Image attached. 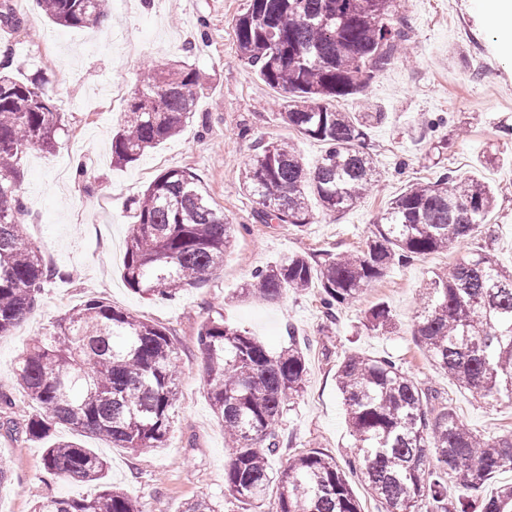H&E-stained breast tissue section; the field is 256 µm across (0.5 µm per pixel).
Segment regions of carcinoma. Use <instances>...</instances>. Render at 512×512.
Returning <instances> with one entry per match:
<instances>
[{
  "label": "carcinoma",
  "mask_w": 512,
  "mask_h": 512,
  "mask_svg": "<svg viewBox=\"0 0 512 512\" xmlns=\"http://www.w3.org/2000/svg\"><path fill=\"white\" fill-rule=\"evenodd\" d=\"M45 16L64 27H100L106 0H41ZM238 59L285 93L288 126L326 145L307 166L283 141L266 142L244 171L243 187L260 205L262 221L302 227L314 223L310 197L322 212L349 209L373 193L379 171L366 151L367 130L384 113L363 104L342 112L339 98L367 89L407 53L397 0H251L234 24ZM199 72L178 64L153 72L130 96L112 137V162L130 165L178 136L196 111ZM62 116L41 77L0 75V338L35 307L56 269L29 242L17 195L20 161L38 145L52 150ZM495 192L477 178L443 174L408 187L375 219L364 249L313 265L300 254L261 269L245 293L278 300L284 290L318 281L326 316L355 302L397 262L449 251L486 225ZM235 228L211 204L200 180L181 169L158 174L135 199L124 278L149 299L168 300L224 265ZM390 333L385 303L362 322ZM414 336L437 369L481 398L512 397V268L485 247L471 250L448 273H434L420 297ZM197 346L207 371L212 409L235 455L224 485L240 505L263 512H361L337 461L311 450L274 473L277 426L306 373L294 337L277 353L249 331L204 321ZM181 355L166 330L91 299L68 311L53 331L32 339L14 365L15 385L37 404L28 419L32 440L66 424L133 452L163 448L178 399ZM349 424L350 467L381 504V512H512V486L471 497L495 472L512 470V431L485 436L470 429L449 401L422 388L390 357L351 353L336 372ZM43 471L69 481L96 482L93 497L47 494L34 512H142L127 492L106 482L107 462L92 449L63 440L45 448ZM277 496L266 505L270 484ZM461 492L448 499V486Z\"/></svg>",
  "instance_id": "cac0c4a2"
}]
</instances>
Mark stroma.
I'll return each instance as SVG.
<instances>
[{
    "mask_svg": "<svg viewBox=\"0 0 512 512\" xmlns=\"http://www.w3.org/2000/svg\"><path fill=\"white\" fill-rule=\"evenodd\" d=\"M113 11V26L128 29L131 43L123 58L107 46V30L61 27L47 20L38 0H0L24 22L0 25V60L12 73H41L59 108L65 131L58 147L27 150L18 193L24 203L26 233L45 261L60 270L48 282L36 307L10 336L0 339V388L13 404L0 410V458L11 478L0 489V512H33L46 493L62 497L93 494L86 483L44 476V442L27 440L24 424L37 406L16 388L12 363L31 339L52 329L71 307L98 298L113 308L155 323L169 333L181 352L179 398L165 447L134 452L91 434L59 425L51 440L72 439L110 463L108 480L137 497L144 512H181L201 494L239 512L224 487L231 444L207 394L197 331L220 314L246 328L274 352L296 335L304 353V388L278 426L280 448L272 468L312 449L344 461L348 424L336 371L344 356L360 352L401 361L423 387L452 401L469 428L484 435L512 429V399L481 398L461 389L435 369L415 339L419 295L433 273L452 268L458 256L488 247L494 260L512 267V55H504L497 33L476 0H402L399 13L417 48L414 64L399 61L367 91L336 105L357 112L370 101L385 119L368 131L381 180L374 194L343 212L318 214L315 223L295 228L266 224L255 199L243 188L241 173L259 143L293 140L308 163L323 153L322 142L288 127L273 107L276 90L237 57L236 18L250 0H129ZM178 61L200 73L196 112L179 136L164 141L137 162H112V134L121 125L125 101L148 76L149 68ZM427 126L417 127L418 118ZM492 163H485L487 153ZM168 168L194 174L237 238L222 269L174 300H149L135 293L123 276L126 240L137 197ZM475 177L495 190L496 205L487 224L454 251L435 252L395 265L366 287L351 305L327 318L320 288L286 290L274 302L245 296L256 270L293 254L314 263L364 248L378 211L417 183L441 174ZM391 310L396 327L379 334L363 330L367 310L376 303Z\"/></svg>",
    "mask_w": 512,
    "mask_h": 512,
    "instance_id": "obj_1",
    "label": "stroma"
}]
</instances>
